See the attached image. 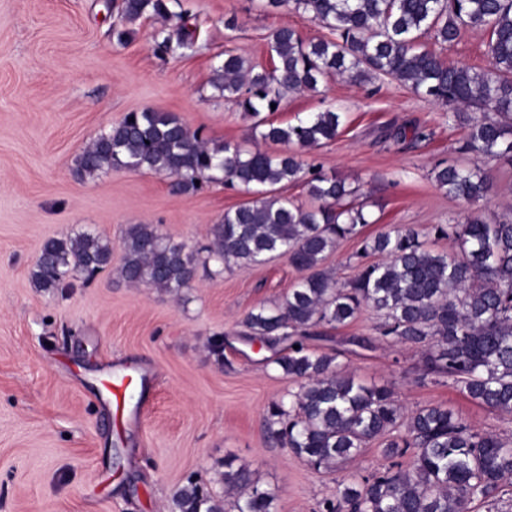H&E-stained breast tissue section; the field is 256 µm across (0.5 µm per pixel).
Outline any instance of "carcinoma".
<instances>
[{
	"instance_id": "carcinoma-1",
	"label": "carcinoma",
	"mask_w": 512,
	"mask_h": 512,
	"mask_svg": "<svg viewBox=\"0 0 512 512\" xmlns=\"http://www.w3.org/2000/svg\"><path fill=\"white\" fill-rule=\"evenodd\" d=\"M294 4L332 37L305 41L292 28L269 39L272 67L255 71L232 52L213 72L211 84L255 118L252 135L275 144L311 149L337 138L341 113L316 112L296 123L262 116L274 112L287 92L315 90L345 77L354 83L378 75L409 86L424 98L456 109L484 107L495 120L474 116L467 146L483 159L512 161V0H267L273 8ZM120 41L146 13L164 17L166 0H122ZM467 29L487 32L488 64L476 70L444 61L422 39L452 44ZM198 25L164 27L155 49L168 54L194 43ZM146 170L175 178L182 193L225 179L257 199L224 212L213 227L207 256L165 240L149 224L130 228L123 242L121 277L173 295L192 287L198 263L262 264L285 256L304 276L271 306L243 319L250 335L278 349L273 363L297 384L288 399L268 408V437L316 469L355 458L366 445L389 436L385 455H410L374 474L338 483L336 497L321 512H471L476 501L495 502L512 478V443L480 431L454 410L428 404L405 414L387 386L366 385L339 371L337 355L316 354L310 329L351 322L361 307L384 317L381 336L425 350V374L448 377L464 396L491 411L512 415V221H489L476 208L463 224L432 232L461 246L455 255L434 252L413 227H395L362 240L365 255L385 259L362 266L340 285L321 267L336 245L369 223L363 210L344 208L351 191L342 179L305 163L297 152L272 155L216 143L190 130L170 112H131L76 158L82 177L112 167ZM448 195L476 206L493 190L479 165L448 166L435 173ZM301 181L315 205L269 197L277 185ZM112 263V242L89 232L43 245L31 272L43 291L88 281ZM221 481L232 500L191 481L173 496L177 512H273L274 496L253 485L243 467L224 463Z\"/></svg>"
}]
</instances>
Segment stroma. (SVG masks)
Wrapping results in <instances>:
<instances>
[{
  "label": "stroma",
  "mask_w": 512,
  "mask_h": 512,
  "mask_svg": "<svg viewBox=\"0 0 512 512\" xmlns=\"http://www.w3.org/2000/svg\"><path fill=\"white\" fill-rule=\"evenodd\" d=\"M167 5V19L144 16L121 42L112 0H0V512H173V494L188 480L222 494L228 460L275 495L277 512H318L349 473L367 476L387 463L375 440L342 468L317 471L268 438L267 409L295 384L260 342L245 343L242 321L299 281L287 257L209 263L177 297L128 285L116 272L132 225H154L197 250L225 210L250 196L223 182L182 194L173 178L123 167L82 180L74 168L83 147L126 114L150 109L174 113L205 138L255 149L251 120L210 83L225 51L267 68L273 30L290 27L306 40L330 35L309 15L262 0ZM183 19L199 25L195 45L157 55L155 31ZM486 40L466 30L450 45L424 43L449 63L480 68ZM327 109L341 112V132L303 158L344 178L350 203L371 222L340 242L325 269L348 282L362 262L361 238L396 225L425 231L434 251L458 253L457 243L430 234L471 212L434 178L436 169L477 162L452 108L389 78H333L285 94L273 119L293 124ZM412 126L424 139L394 140ZM486 167L495 190L482 214L512 220V164ZM81 229L111 241V266L70 288H35L30 273L43 243ZM382 321L363 308L347 325L319 328L308 346L337 353L340 369L357 380L391 388L404 412L442 404L512 439V417L479 406L447 378L424 375L420 351L382 339ZM355 336L370 346L353 345ZM217 337L219 355L211 349ZM123 374L132 383L118 406L103 383Z\"/></svg>",
  "instance_id": "1"
}]
</instances>
